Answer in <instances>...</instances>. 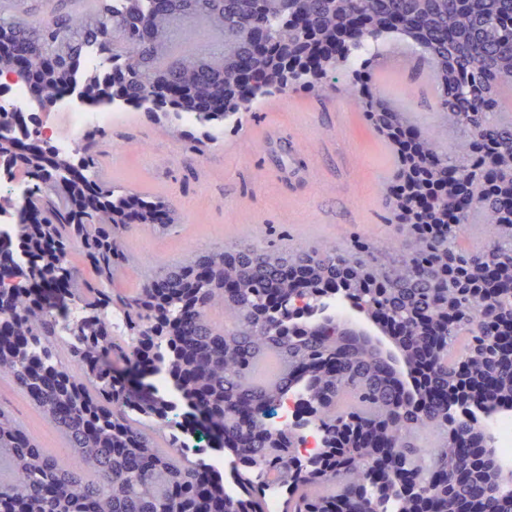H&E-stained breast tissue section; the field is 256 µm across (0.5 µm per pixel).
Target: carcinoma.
Here are the masks:
<instances>
[{
    "instance_id": "carcinoma-1",
    "label": "carcinoma",
    "mask_w": 512,
    "mask_h": 512,
    "mask_svg": "<svg viewBox=\"0 0 512 512\" xmlns=\"http://www.w3.org/2000/svg\"><path fill=\"white\" fill-rule=\"evenodd\" d=\"M106 10L104 21L59 11L34 23L25 19L27 0H11L0 34L32 44L29 71L41 73L47 96L88 77L79 72L83 47L119 43L111 60L120 90L112 97L138 105L148 91L152 112L174 86L183 101L204 105L193 115L211 141L212 122L240 102L297 84L322 91L337 70L350 73L347 92L369 123L407 126L409 114L372 87L389 55L364 51L390 34L407 39L402 64L429 72L441 124L434 134L419 132L395 181L406 189L400 202L428 206L418 223L395 225L397 247L355 236L343 250L326 243L275 254L253 241L207 251L126 293L113 282L134 225L108 217L126 216L133 193L108 190L77 218L76 175L65 174V162L53 190L27 169L42 223L13 225L10 240L22 263L54 270L51 281L80 280L72 296L84 316L56 313L31 299L25 283L0 276V317L9 326L0 333V376L65 434L82 467L0 411V512H215L207 499L223 504L221 512H265V483L282 488L285 512H388L391 502L397 512H484L478 485L496 512H512L482 431L446 397L466 379L491 377L485 407L512 408V365L484 351L487 337L512 333V114L501 105L512 89V0H112ZM194 18L224 33V51L170 55L180 23ZM450 131L458 133L451 147ZM138 203L141 224L166 208L158 199ZM475 215L491 241L471 251L461 239ZM422 222L443 233L422 232ZM74 251L80 268L51 262ZM338 293L400 330L405 363L425 355L433 395L417 401L403 393L368 333L323 312ZM216 307L232 329L211 320ZM112 312L124 319L119 335L106 321ZM63 332L71 336L65 358ZM476 349L482 371L464 363ZM113 355L131 370L165 374L178 402L155 387L132 389L112 374ZM296 384L334 456L290 491L287 460L298 436L272 431L269 417ZM192 425L235 451L239 497L227 496L203 459L189 458L181 440Z\"/></svg>"
}]
</instances>
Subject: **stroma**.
<instances>
[{
  "mask_svg": "<svg viewBox=\"0 0 512 512\" xmlns=\"http://www.w3.org/2000/svg\"><path fill=\"white\" fill-rule=\"evenodd\" d=\"M330 82L324 94L296 88L258 98L251 111L226 120L216 142L200 124L125 108L96 147L99 160H117L119 167L113 172L102 165L96 181L163 199L178 221L164 235L138 225L117 287L133 290L190 251L241 241L265 240L281 252L330 242L342 248L353 232L391 240L386 193L397 167L394 148L364 123L344 91L346 76L333 74ZM381 89L420 128L434 129L436 113L421 104L429 95L427 79L409 92L400 79ZM29 405L26 395L0 379V409L26 423L43 447L79 466Z\"/></svg>",
  "mask_w": 512,
  "mask_h": 512,
  "instance_id": "1",
  "label": "stroma"
}]
</instances>
